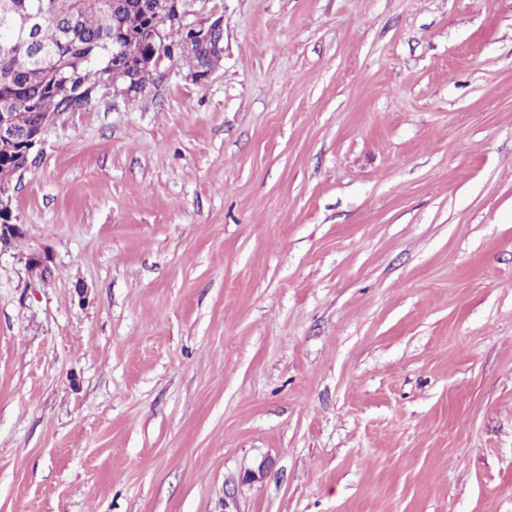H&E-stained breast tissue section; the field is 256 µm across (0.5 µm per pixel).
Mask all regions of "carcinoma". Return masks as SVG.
<instances>
[{
	"instance_id": "1",
	"label": "carcinoma",
	"mask_w": 512,
	"mask_h": 512,
	"mask_svg": "<svg viewBox=\"0 0 512 512\" xmlns=\"http://www.w3.org/2000/svg\"><path fill=\"white\" fill-rule=\"evenodd\" d=\"M184 0H0V112L15 113L21 128L35 129L47 115L82 109L98 85L109 76L123 82L130 65L151 46L136 36L159 23ZM38 13L34 39L17 38L3 24L8 17L19 25ZM123 51L112 55V46ZM224 59V50L209 47L191 34L177 50L175 63L188 74L211 73ZM78 91L62 96L48 87L52 75ZM16 149L0 148V186L17 174Z\"/></svg>"
}]
</instances>
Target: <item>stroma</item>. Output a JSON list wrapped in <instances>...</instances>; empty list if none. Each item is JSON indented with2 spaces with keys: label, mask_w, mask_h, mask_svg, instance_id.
I'll return each mask as SVG.
<instances>
[{
  "label": "stroma",
  "mask_w": 512,
  "mask_h": 512,
  "mask_svg": "<svg viewBox=\"0 0 512 512\" xmlns=\"http://www.w3.org/2000/svg\"><path fill=\"white\" fill-rule=\"evenodd\" d=\"M209 6L14 180L0 512H512V0Z\"/></svg>",
  "instance_id": "stroma-1"
}]
</instances>
